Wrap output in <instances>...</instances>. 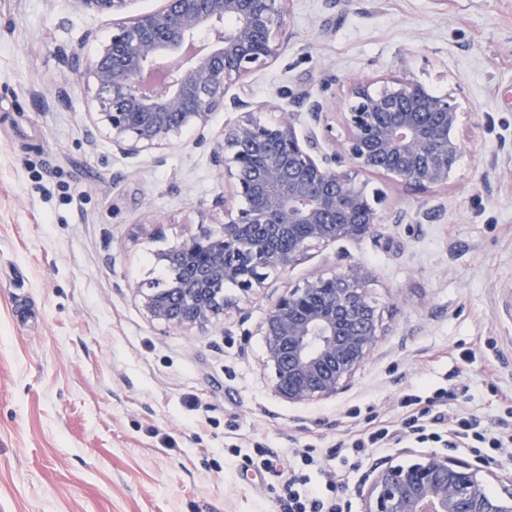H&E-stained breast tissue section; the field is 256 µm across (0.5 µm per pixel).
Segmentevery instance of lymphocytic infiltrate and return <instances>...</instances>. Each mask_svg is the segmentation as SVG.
I'll return each instance as SVG.
<instances>
[{
    "label": "lymphocytic infiltrate",
    "instance_id": "lymphocytic-infiltrate-1",
    "mask_svg": "<svg viewBox=\"0 0 512 512\" xmlns=\"http://www.w3.org/2000/svg\"><path fill=\"white\" fill-rule=\"evenodd\" d=\"M450 397L443 386L403 392L398 399V422L367 417L329 449L335 468L322 467L315 449L293 451L283 492L276 501L279 512H348L350 504L338 492L351 471L369 451L392 448L411 438L421 443L443 442L487 462L512 454V395L504 396V411L493 430L473 414L449 411Z\"/></svg>",
    "mask_w": 512,
    "mask_h": 512
}]
</instances>
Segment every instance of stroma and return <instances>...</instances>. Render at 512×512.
Returning <instances> with one entry per match:
<instances>
[{
  "instance_id": "obj_1",
  "label": "stroma",
  "mask_w": 512,
  "mask_h": 512,
  "mask_svg": "<svg viewBox=\"0 0 512 512\" xmlns=\"http://www.w3.org/2000/svg\"><path fill=\"white\" fill-rule=\"evenodd\" d=\"M114 20L74 0H0V512H276L272 475L239 448H331L348 410L382 420L397 398L449 384L452 409L496 425L512 390V0H291L288 45L229 96L264 122L309 108L344 139L353 81L407 75L462 105L463 153L443 187L380 174L370 236L310 249L275 288L350 264L369 267L381 336L349 389L291 404L272 391L260 324L268 291L239 294L212 324L167 332L135 288L165 275L156 255L220 223L224 181L187 129L128 158L96 127L84 60ZM475 350L467 364L462 354ZM493 364L496 387L484 372ZM413 440L373 463L434 450Z\"/></svg>"
}]
</instances>
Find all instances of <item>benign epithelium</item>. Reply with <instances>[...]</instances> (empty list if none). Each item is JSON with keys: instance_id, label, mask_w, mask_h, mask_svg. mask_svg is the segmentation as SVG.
I'll return each instance as SVG.
<instances>
[{"instance_id": "7a95c632", "label": "benign epithelium", "mask_w": 512, "mask_h": 512, "mask_svg": "<svg viewBox=\"0 0 512 512\" xmlns=\"http://www.w3.org/2000/svg\"><path fill=\"white\" fill-rule=\"evenodd\" d=\"M130 0H77L87 14L122 17L86 61L99 122L127 157L172 145L183 128L204 131L227 106L242 111L224 126L210 159L229 192L218 227L200 226L162 254L173 278L139 287L146 314L169 332L202 327L233 307L242 293L268 287L313 246L360 239L380 223L378 191L356 178L378 173L416 190L448 184L462 155L455 134L460 105L406 76L376 89L355 81L343 113L347 134L331 154L320 138L297 132L293 114L258 121L251 104L226 99L270 66L288 45L289 0H160L124 17ZM372 271L348 265L314 274L269 304L261 323L264 366L273 392L292 404L327 400L345 390L379 336L376 302L366 292ZM487 465L437 451L412 463L373 465L359 494L364 512H512V478L498 495L485 490Z\"/></svg>"}]
</instances>
